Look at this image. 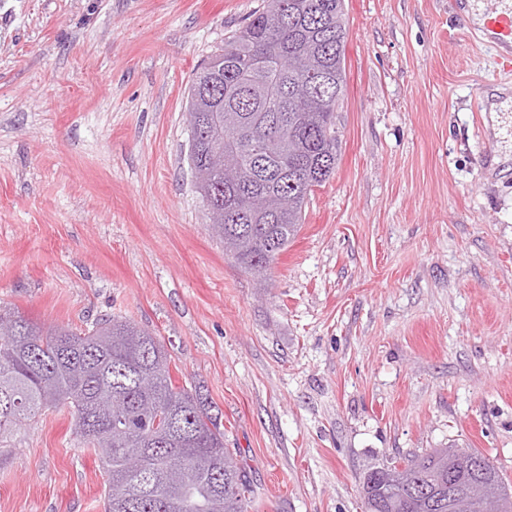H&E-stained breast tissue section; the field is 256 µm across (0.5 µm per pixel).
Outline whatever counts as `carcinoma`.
<instances>
[{"label":"carcinoma","mask_w":512,"mask_h":512,"mask_svg":"<svg viewBox=\"0 0 512 512\" xmlns=\"http://www.w3.org/2000/svg\"><path fill=\"white\" fill-rule=\"evenodd\" d=\"M344 0H266L197 70L188 89L189 160L224 251L257 277L288 248L314 189L336 170L345 95ZM0 444L66 408L99 456L105 512H249L251 490L224 446L223 414L201 386L176 384L146 329L101 317L73 331L0 311ZM140 452L142 471L126 465ZM503 480L489 457L451 443L363 476L368 512H448V467Z\"/></svg>","instance_id":"cac0c4a2"}]
</instances>
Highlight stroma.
<instances>
[{
    "instance_id": "35a3bbf8",
    "label": "stroma",
    "mask_w": 512,
    "mask_h": 512,
    "mask_svg": "<svg viewBox=\"0 0 512 512\" xmlns=\"http://www.w3.org/2000/svg\"><path fill=\"white\" fill-rule=\"evenodd\" d=\"M262 3L0 0V307L158 336L250 512H366L369 466L451 440L512 486V71L456 0H344L340 160L257 278L211 231L186 96ZM103 489L64 408L0 456V512Z\"/></svg>"
}]
</instances>
